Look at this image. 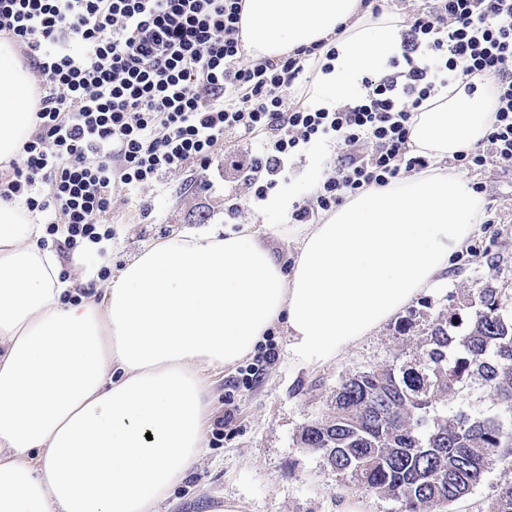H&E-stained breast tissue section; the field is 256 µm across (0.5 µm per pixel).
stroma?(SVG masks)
Instances as JSON below:
<instances>
[{
    "instance_id": "obj_1",
    "label": "stroma",
    "mask_w": 512,
    "mask_h": 512,
    "mask_svg": "<svg viewBox=\"0 0 512 512\" xmlns=\"http://www.w3.org/2000/svg\"><path fill=\"white\" fill-rule=\"evenodd\" d=\"M264 139L261 133L228 136L217 145L209 168L188 164L163 175L144 197L118 199L112 212L114 235L105 242L104 253L58 250L62 278L82 281L93 292L107 285L99 275L102 267L118 270L149 243L197 228L220 235L246 224L289 223L287 212L260 215L258 196L227 166L259 153ZM335 160L333 146L317 142L315 154L302 151L289 160L288 179L276 185V192L295 188L310 166L325 172ZM462 175L480 188L485 223L469 249L452 259L440 285L324 366L289 365L288 340L276 331L234 371L214 374L207 451L160 512H209L227 499L238 504L239 512H334L343 495L361 501L364 512H398L395 500L351 483L319 453L303 448L299 434L326 414L327 400L343 380L411 359L427 325L447 311L449 294L487 281L512 290V167L490 160ZM143 201L152 209L147 219L139 211ZM235 204L243 211L233 220L228 211ZM202 213L207 221H199ZM254 365L259 368L256 379L242 384Z\"/></svg>"
}]
</instances>
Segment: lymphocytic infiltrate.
Segmentation results:
<instances>
[{
	"label": "lymphocytic infiltrate",
	"instance_id": "obj_1",
	"mask_svg": "<svg viewBox=\"0 0 512 512\" xmlns=\"http://www.w3.org/2000/svg\"><path fill=\"white\" fill-rule=\"evenodd\" d=\"M242 0H0L38 89L21 161L0 170V198L47 214L63 246L111 239L114 191H144L191 162L210 163L226 133L264 132V152L238 166L246 188L286 180V163L335 141V169L294 223L369 187L428 168L411 153L412 120L441 88L477 80L498 93L483 143L458 168L488 158L512 167V0H428L409 9L401 56L365 79L368 94L333 112L295 104L291 90L322 43L255 60L242 47Z\"/></svg>",
	"mask_w": 512,
	"mask_h": 512
}]
</instances>
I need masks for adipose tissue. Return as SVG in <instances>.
Instances as JSON below:
<instances>
[{
    "mask_svg": "<svg viewBox=\"0 0 512 512\" xmlns=\"http://www.w3.org/2000/svg\"><path fill=\"white\" fill-rule=\"evenodd\" d=\"M245 46L256 60L324 40L302 90L336 111L389 71L405 18L363 0H244ZM31 71L0 39V163L33 128ZM489 85L452 84L412 121L418 174L370 188L317 224L187 233L122 266L103 294L60 277L44 227L0 201V512H158L206 448L211 374L247 359L276 328L289 360L320 366L434 287L467 249L483 200L448 160L494 121ZM292 233L283 264L267 245Z\"/></svg>",
    "mask_w": 512,
    "mask_h": 512,
    "instance_id": "1",
    "label": "adipose tissue"
}]
</instances>
